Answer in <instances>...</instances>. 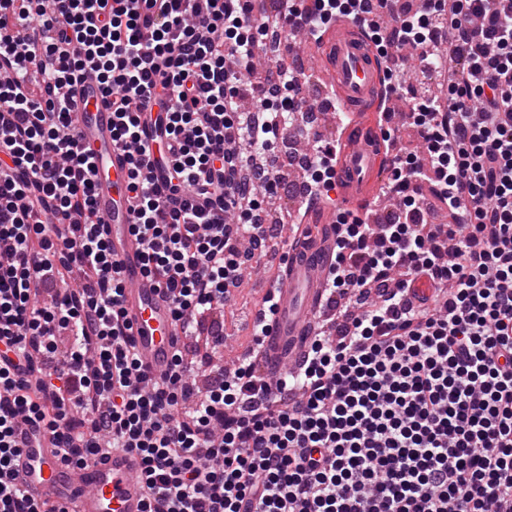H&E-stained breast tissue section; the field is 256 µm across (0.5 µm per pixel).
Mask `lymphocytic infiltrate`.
Masks as SVG:
<instances>
[{"label":"lymphocytic infiltrate","mask_w":512,"mask_h":512,"mask_svg":"<svg viewBox=\"0 0 512 512\" xmlns=\"http://www.w3.org/2000/svg\"><path fill=\"white\" fill-rule=\"evenodd\" d=\"M0 13V512H58L13 477L14 431L50 435L65 464L101 449L141 458L145 512H512V0H424L392 19L422 71H448V109L408 114L423 157L396 160L397 205L338 227L327 278L336 334L311 342L295 392L241 355L197 394L196 362L141 370L121 263L93 208L95 166L56 91L92 66L130 148L142 270L181 335L223 309L250 245L274 237L256 190L286 185L241 148L283 136L301 75L268 60L252 0H7ZM151 26L143 37V26ZM165 113L169 172L140 115ZM430 182L465 224H430L411 183ZM80 272L68 283L67 273ZM441 289L411 307L417 275ZM145 120V133L144 138L147 141L154 152V159L151 162L148 171L145 174L151 177L152 181L158 185H161L166 175L165 163L160 158L157 151L158 142L163 140V129L165 125V113L162 112H144L142 114L141 123ZM159 159L156 161L155 159Z\"/></svg>","instance_id":"obj_1"}]
</instances>
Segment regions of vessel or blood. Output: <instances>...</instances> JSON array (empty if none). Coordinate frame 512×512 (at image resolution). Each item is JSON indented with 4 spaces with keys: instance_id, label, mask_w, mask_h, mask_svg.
Listing matches in <instances>:
<instances>
[{
    "instance_id": "b4317fda",
    "label": "vessel or blood",
    "mask_w": 512,
    "mask_h": 512,
    "mask_svg": "<svg viewBox=\"0 0 512 512\" xmlns=\"http://www.w3.org/2000/svg\"><path fill=\"white\" fill-rule=\"evenodd\" d=\"M361 28L359 21H350L347 30L337 31L327 48L318 40L305 41L315 50L318 65L329 70L339 91L335 111L328 120L342 141L336 183L350 190L364 189L370 182H386L394 163L393 158L351 134L357 122V106L374 91L384 90L386 77L378 49L358 38ZM67 98L80 145L96 167L93 206L102 219L112 253L123 267L124 306L139 363L150 374H163L176 349L172 306L164 289L141 269V246L131 230L135 208L129 192L131 170L126 154L112 141V111L104 103L100 84L91 75L77 83ZM298 201L307 209L321 212L331 223L338 210L347 206L341 198L329 203L322 190L299 195ZM335 243L332 235L315 248L299 239L293 241L283 256L287 276L274 291L275 314L269 318L258 310L252 316L253 321L265 325L262 371L270 378L299 369L312 338L313 324L322 310L324 283ZM18 440L22 448L15 464L16 482L32 499L52 502L61 512H144L138 480L141 461L136 454L109 450L74 467L60 460L49 440H42L37 448L26 447L27 434L23 431Z\"/></svg>"
}]
</instances>
